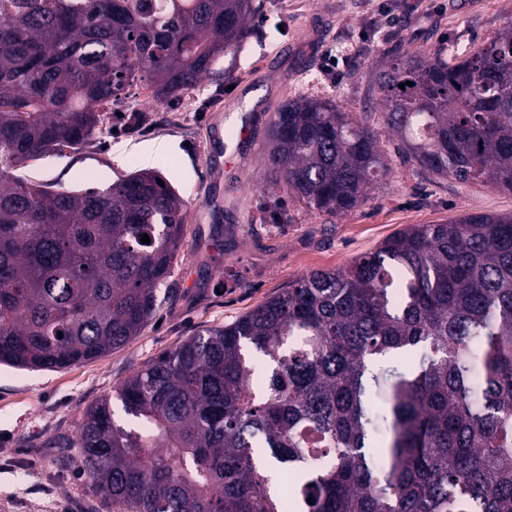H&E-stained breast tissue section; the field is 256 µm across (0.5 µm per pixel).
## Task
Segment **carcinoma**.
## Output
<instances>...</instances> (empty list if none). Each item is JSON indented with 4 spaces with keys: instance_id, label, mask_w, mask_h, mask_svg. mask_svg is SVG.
I'll list each match as a JSON object with an SVG mask.
<instances>
[{
    "instance_id": "carcinoma-1",
    "label": "carcinoma",
    "mask_w": 512,
    "mask_h": 512,
    "mask_svg": "<svg viewBox=\"0 0 512 512\" xmlns=\"http://www.w3.org/2000/svg\"><path fill=\"white\" fill-rule=\"evenodd\" d=\"M259 8L0 0V364L67 368L139 335L187 217L157 172L66 191L14 171L83 144L114 107L139 125L130 88L163 101L195 85ZM371 77L417 165L512 192V24L458 62L393 53ZM268 140L267 183L320 212H349L390 174L376 132L330 100L285 102ZM247 347L284 381L255 387ZM116 393L139 428L104 399L76 447L117 512H512V213L401 229Z\"/></svg>"
}]
</instances>
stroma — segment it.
Masks as SVG:
<instances>
[{
    "label": "stroma",
    "mask_w": 512,
    "mask_h": 512,
    "mask_svg": "<svg viewBox=\"0 0 512 512\" xmlns=\"http://www.w3.org/2000/svg\"><path fill=\"white\" fill-rule=\"evenodd\" d=\"M249 38L217 61V75L176 98L134 100L146 120L126 131L117 116L86 143L19 169L53 189H105L134 172L162 171L186 205L184 245L139 336L94 361L59 370L0 364V512H112L91 479L67 458L85 407L113 400L116 424L136 428L114 394L136 369L207 328L226 325L316 270L374 251L411 224L468 213H512V192L461 184L408 160L384 125L370 70L392 51L471 54L512 23V0H263ZM336 48V67L323 52ZM228 78H221L223 70ZM330 99L369 124L390 168L366 201L335 216L308 208L263 181L267 125L287 99ZM252 98L253 140L227 162L221 133ZM164 147L152 162L140 149ZM217 207L197 222L198 206Z\"/></svg>",
    "instance_id": "1"
}]
</instances>
